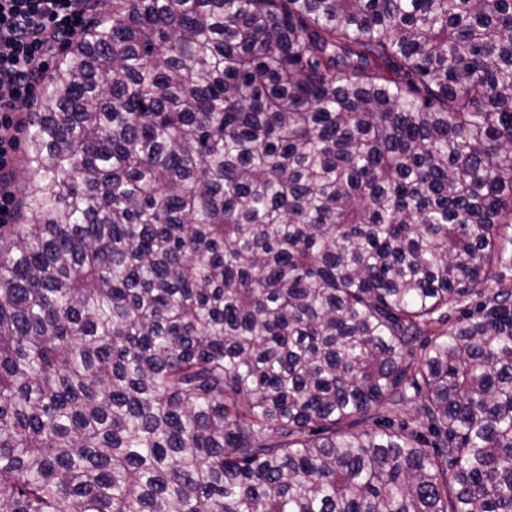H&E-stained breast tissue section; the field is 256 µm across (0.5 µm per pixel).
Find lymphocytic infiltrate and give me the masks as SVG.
<instances>
[{"label": "lymphocytic infiltrate", "instance_id": "1", "mask_svg": "<svg viewBox=\"0 0 512 512\" xmlns=\"http://www.w3.org/2000/svg\"><path fill=\"white\" fill-rule=\"evenodd\" d=\"M91 0H0V223L16 197V134L48 60L84 29Z\"/></svg>", "mask_w": 512, "mask_h": 512}]
</instances>
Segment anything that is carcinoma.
I'll use <instances>...</instances> for the list:
<instances>
[{
	"label": "carcinoma",
	"instance_id": "cac0c4a2",
	"mask_svg": "<svg viewBox=\"0 0 512 512\" xmlns=\"http://www.w3.org/2000/svg\"><path fill=\"white\" fill-rule=\"evenodd\" d=\"M24 127L0 512H512V0H105ZM484 298L472 296L464 301L454 311L448 313V321L441 325H437V329L442 331H450L461 324L466 318L476 316L479 312V306Z\"/></svg>",
	"mask_w": 512,
	"mask_h": 512
}]
</instances>
